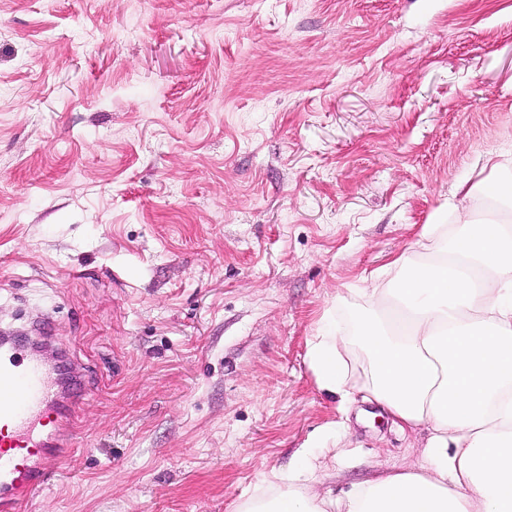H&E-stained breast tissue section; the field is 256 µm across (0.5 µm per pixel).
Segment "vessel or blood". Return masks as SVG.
<instances>
[{
	"label": "vessel or blood",
	"mask_w": 512,
	"mask_h": 512,
	"mask_svg": "<svg viewBox=\"0 0 512 512\" xmlns=\"http://www.w3.org/2000/svg\"><path fill=\"white\" fill-rule=\"evenodd\" d=\"M76 393L60 396L50 369L19 343L0 342V512L48 484L73 440Z\"/></svg>",
	"instance_id": "obj_1"
}]
</instances>
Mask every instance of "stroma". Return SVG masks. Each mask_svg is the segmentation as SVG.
Segmentation results:
<instances>
[{
    "label": "stroma",
    "mask_w": 512,
    "mask_h": 512,
    "mask_svg": "<svg viewBox=\"0 0 512 512\" xmlns=\"http://www.w3.org/2000/svg\"><path fill=\"white\" fill-rule=\"evenodd\" d=\"M490 176L512 0H0V328L87 392L17 512H230L331 431L319 494L424 463L307 342Z\"/></svg>",
    "instance_id": "1"
}]
</instances>
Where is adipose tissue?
Returning <instances> with one entry per match:
<instances>
[{
	"instance_id": "obj_1",
	"label": "adipose tissue",
	"mask_w": 512,
	"mask_h": 512,
	"mask_svg": "<svg viewBox=\"0 0 512 512\" xmlns=\"http://www.w3.org/2000/svg\"><path fill=\"white\" fill-rule=\"evenodd\" d=\"M416 246L358 289L352 330L319 328L307 360L324 393L378 403L402 432L429 426L425 465L333 500L306 485L307 447L235 512H512V222L426 224Z\"/></svg>"
}]
</instances>
